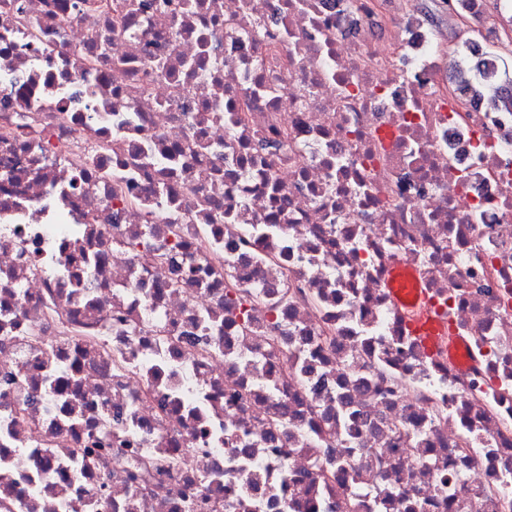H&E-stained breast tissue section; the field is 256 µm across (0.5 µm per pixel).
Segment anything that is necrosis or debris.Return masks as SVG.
<instances>
[{"label": "necrosis or debris", "mask_w": 512, "mask_h": 512, "mask_svg": "<svg viewBox=\"0 0 512 512\" xmlns=\"http://www.w3.org/2000/svg\"><path fill=\"white\" fill-rule=\"evenodd\" d=\"M407 4L0 0L8 512H512V103ZM411 332L427 347L434 349L439 346L446 337V327L441 319L435 315H430L426 319L412 324Z\"/></svg>", "instance_id": "obj_1"}]
</instances>
